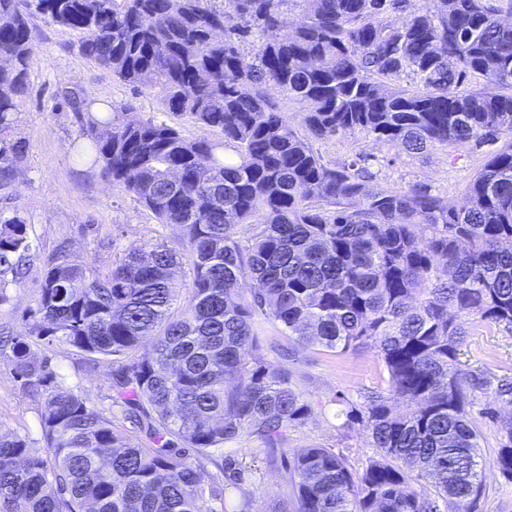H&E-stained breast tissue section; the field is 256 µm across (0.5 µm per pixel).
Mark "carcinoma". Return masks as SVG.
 <instances>
[{
  "label": "carcinoma",
  "mask_w": 512,
  "mask_h": 512,
  "mask_svg": "<svg viewBox=\"0 0 512 512\" xmlns=\"http://www.w3.org/2000/svg\"><path fill=\"white\" fill-rule=\"evenodd\" d=\"M291 9L301 21L280 35ZM393 11L411 18L391 26ZM507 13L512 0H0V57L11 61L0 71V187L21 159L16 100L36 14L82 32L81 54L113 77L223 134L190 140L110 105L86 121L88 152L180 227L186 261L162 243L129 248L105 275L65 256L47 263L30 334L112 364L114 395L108 409L89 406L27 337L13 338L12 371L47 393L48 457L0 429V512H227L233 490L235 512H255L224 444L254 437L275 462L284 430L313 414L290 368L262 353L268 324L303 348L372 347L386 373L383 391L346 414L377 457L359 475L329 448L294 450L291 496L274 512H475L482 455L467 407L486 382L458 355L476 322L512 333ZM475 74L499 92L462 91ZM405 77L419 88L388 85ZM271 86L304 104L299 124L316 140L360 132L415 154L504 143L458 208L424 184L369 191L372 156L324 161ZM37 250L25 218H0V303ZM182 263L191 288L176 309ZM499 431L494 464L512 481V416ZM204 460L224 478L203 482Z\"/></svg>",
  "instance_id": "cac0c4a2"
}]
</instances>
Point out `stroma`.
<instances>
[{
	"label": "stroma",
	"mask_w": 512,
	"mask_h": 512,
	"mask_svg": "<svg viewBox=\"0 0 512 512\" xmlns=\"http://www.w3.org/2000/svg\"><path fill=\"white\" fill-rule=\"evenodd\" d=\"M37 49L28 67V89L18 99L15 136L23 145V159L14 183L0 187V215H20L27 220L31 237L40 244L27 275L7 290L0 304V333H27L38 307L45 263L65 255L84 261L95 273L106 274L133 245L167 243L177 246L180 229L159 223L121 185L108 181L99 165L80 156L84 120L56 105L61 89L79 91L85 101L119 107L130 103L138 119L163 121L186 138L221 140L215 129L203 128L185 115H174L154 92H139L113 78L111 73L83 57L78 49L79 31L46 24L34 17ZM327 162L352 160L367 153L373 157L375 178L371 188L406 190L416 183L430 185L443 204L458 206L476 172L484 164L488 147L462 143L410 154L401 147L379 143L362 133L313 144ZM38 356L48 358L52 369L70 386L86 395L91 406L108 407L112 391V366H90L76 352L31 338ZM265 355L277 360L278 350L292 349L288 366L293 380L310 402L314 414L304 424L289 428L283 445L295 450L310 445L333 449L360 473L377 455L367 431L347 425L346 414L360 405L365 393L385 386L384 367L375 349L328 355L318 349L293 347L287 337L268 329ZM463 369L483 377L488 387L476 393L470 419L481 434V453L486 463L483 492L475 512H512V483L493 468L498 447L497 420L512 414V402L498 397L500 384L512 383V333L495 325H472L459 355ZM45 394H33L8 365L0 349V428L28 437L32 446L44 449L41 415ZM255 439L228 443L227 449L252 471L251 491L257 512H273L289 494L284 465L269 463Z\"/></svg>",
	"instance_id": "obj_1"
}]
</instances>
